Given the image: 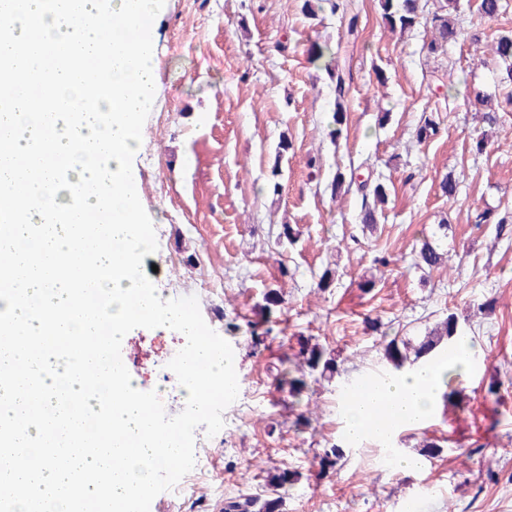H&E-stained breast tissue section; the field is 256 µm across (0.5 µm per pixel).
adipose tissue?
I'll list each match as a JSON object with an SVG mask.
<instances>
[{
    "label": "adipose tissue",
    "instance_id": "obj_1",
    "mask_svg": "<svg viewBox=\"0 0 512 512\" xmlns=\"http://www.w3.org/2000/svg\"><path fill=\"white\" fill-rule=\"evenodd\" d=\"M448 365L426 362L398 375L380 378L377 387L348 403L344 432L350 445L360 446L371 439L387 438V428L370 426V417L378 411L400 425H412L428 419L444 387Z\"/></svg>",
    "mask_w": 512,
    "mask_h": 512
}]
</instances>
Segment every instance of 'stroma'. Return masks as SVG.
Masks as SVG:
<instances>
[{
  "mask_svg": "<svg viewBox=\"0 0 512 512\" xmlns=\"http://www.w3.org/2000/svg\"><path fill=\"white\" fill-rule=\"evenodd\" d=\"M354 2L352 36L340 15H303L302 0H165L153 22L157 84L133 169L158 249L142 270L162 299L197 297L245 382L220 432L197 428L210 477L188 481L209 512L228 498L269 496L267 468L300 474L283 512H405L412 500L419 512H512V238L466 221L471 210L512 216V111L491 127L470 104L475 93L497 102L512 90L504 64L480 51L512 34V0L492 20L477 0H460L457 16L481 43L460 39L434 53L426 27L390 29L379 0ZM315 42L331 49L318 61L308 53ZM338 71L347 110L339 128ZM428 119L435 134L417 140ZM339 172L356 180L335 195ZM448 177L452 197L440 190ZM375 179L387 183L388 201L370 231L358 213L362 185ZM286 224L293 240L281 235ZM426 241L448 251L450 265L417 268ZM326 270L333 284L321 291ZM271 288L281 309L257 350L249 324ZM450 312L477 348L454 400L385 444L346 447L336 471L321 474L320 455L345 442L346 391L391 371L381 335L416 343ZM301 336L335 351L340 371L315 384L317 415L299 433L273 379ZM184 344L165 327L130 331L121 355L137 389H158L161 366ZM403 455L417 466L402 469Z\"/></svg>",
  "mask_w": 512,
  "mask_h": 512,
  "instance_id": "stroma-1",
  "label": "stroma"
}]
</instances>
